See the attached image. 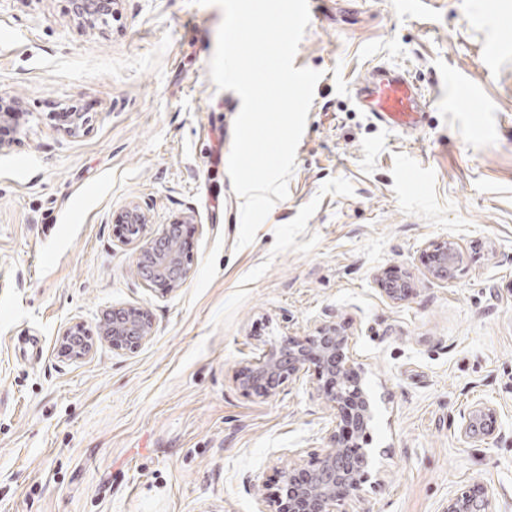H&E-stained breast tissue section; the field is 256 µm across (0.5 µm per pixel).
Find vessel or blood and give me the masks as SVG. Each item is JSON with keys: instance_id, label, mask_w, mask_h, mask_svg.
<instances>
[{"instance_id": "vessel-or-blood-1", "label": "vessel or blood", "mask_w": 512, "mask_h": 512, "mask_svg": "<svg viewBox=\"0 0 512 512\" xmlns=\"http://www.w3.org/2000/svg\"><path fill=\"white\" fill-rule=\"evenodd\" d=\"M361 111L394 130L417 127L422 111L419 87L401 72L384 66L373 68L351 88Z\"/></svg>"}]
</instances>
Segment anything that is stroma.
Instances as JSON below:
<instances>
[{
    "label": "stroma",
    "mask_w": 512,
    "mask_h": 512,
    "mask_svg": "<svg viewBox=\"0 0 512 512\" xmlns=\"http://www.w3.org/2000/svg\"><path fill=\"white\" fill-rule=\"evenodd\" d=\"M313 0L295 67L320 71L289 195L237 248L228 173L239 96L209 62L223 11L120 0L90 27L70 0H0V95L27 124L0 152V512H257L278 467L313 466L336 429L314 372L275 397L236 373L284 336L333 320L376 402L375 467L345 512H447L486 488L512 512V0ZM426 95L414 130L361 111L368 67ZM87 113L69 134L63 107ZM188 215L189 275L162 296L114 214ZM462 247L453 277L427 245ZM394 269L404 299L378 276ZM146 308L134 351L61 336ZM477 401L493 438L460 435ZM448 246L454 250L458 255L461 252L460 246L455 243L437 242L431 244V254L434 256L435 263L430 268V274L435 279L448 278ZM63 336L62 353L64 355L73 359H82L92 352V336L81 323H75L68 327Z\"/></svg>",
    "instance_id": "35a3bbf8"
}]
</instances>
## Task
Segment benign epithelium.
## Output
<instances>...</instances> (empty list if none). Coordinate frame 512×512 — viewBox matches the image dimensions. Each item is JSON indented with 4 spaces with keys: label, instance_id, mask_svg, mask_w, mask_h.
Masks as SVG:
<instances>
[{
    "label": "benign epithelium",
    "instance_id": "1",
    "mask_svg": "<svg viewBox=\"0 0 512 512\" xmlns=\"http://www.w3.org/2000/svg\"><path fill=\"white\" fill-rule=\"evenodd\" d=\"M119 0H71L73 16L93 27L106 24L117 12ZM18 100L4 102L0 98V127L9 126L19 132L25 124V113L16 108ZM129 229L126 243H138L137 269L142 280L158 284L166 291L177 289L187 278L189 267L180 248V225L183 217L154 231L147 224L145 210L131 201L113 218ZM435 263L430 274L435 279L448 278V249L460 253L457 244H431ZM152 335L149 314L142 308L117 307L104 317L99 336L112 341L120 349L139 348ZM349 336L334 321L316 328V334L299 339L285 336L265 349L261 360L242 368L236 382L245 391H257L264 398L276 396L284 385L296 380L306 365L316 362L317 395L336 409L340 422L351 423L353 434L341 431L330 435L316 463L309 468L289 464L281 468L284 493L273 501L261 500L258 512H336L342 502L359 497L369 478L372 452L359 447L357 439L367 430L374 417L370 397L354 378L353 361L347 356ZM93 350L92 336L80 323L64 332L62 353L82 359ZM460 434L469 440H488L495 433L496 410L476 403L462 412ZM447 512H496L489 492L481 495L462 493L448 500Z\"/></svg>",
    "mask_w": 512,
    "mask_h": 512
}]
</instances>
